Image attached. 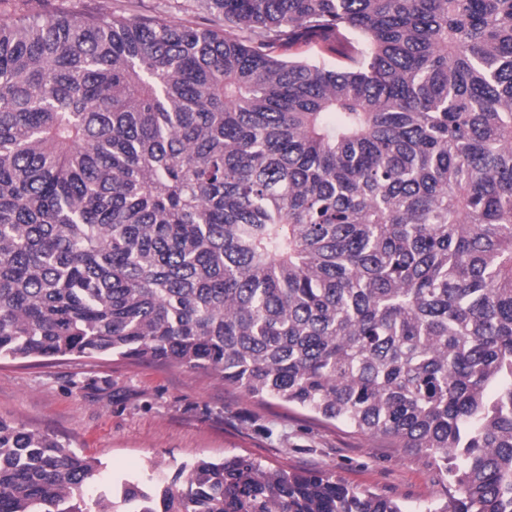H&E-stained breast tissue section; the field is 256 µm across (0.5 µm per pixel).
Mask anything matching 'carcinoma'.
Masks as SVG:
<instances>
[{
	"instance_id": "cac0c4a2",
	"label": "carcinoma",
	"mask_w": 512,
	"mask_h": 512,
	"mask_svg": "<svg viewBox=\"0 0 512 512\" xmlns=\"http://www.w3.org/2000/svg\"><path fill=\"white\" fill-rule=\"evenodd\" d=\"M0 19V360L176 364L512 512V0ZM321 36L349 63L276 43ZM0 419V512H408L247 456L125 479Z\"/></svg>"
}]
</instances>
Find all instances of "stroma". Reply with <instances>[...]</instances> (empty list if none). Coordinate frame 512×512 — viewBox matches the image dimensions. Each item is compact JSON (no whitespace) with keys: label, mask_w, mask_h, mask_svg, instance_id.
Listing matches in <instances>:
<instances>
[{"label":"stroma","mask_w":512,"mask_h":512,"mask_svg":"<svg viewBox=\"0 0 512 512\" xmlns=\"http://www.w3.org/2000/svg\"><path fill=\"white\" fill-rule=\"evenodd\" d=\"M21 8L42 15L128 10L175 24L209 23L197 0H0L1 16ZM0 417L97 459V493L127 477L161 480L181 464L232 455L273 469L330 472L414 510L453 492L425 458L174 364L112 356L2 360Z\"/></svg>","instance_id":"35a3bbf8"}]
</instances>
